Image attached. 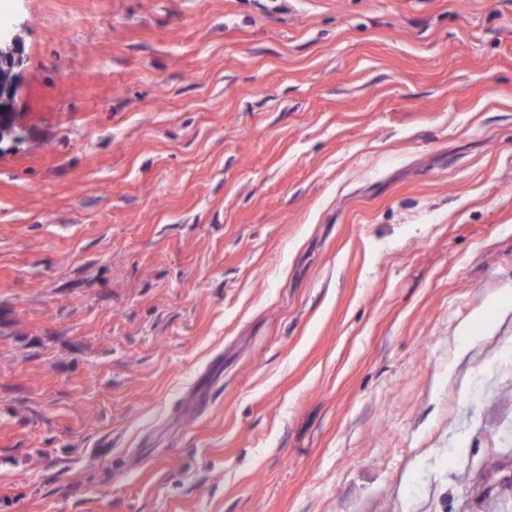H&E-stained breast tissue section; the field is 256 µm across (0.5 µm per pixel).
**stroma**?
Returning a JSON list of instances; mask_svg holds the SVG:
<instances>
[{
  "instance_id": "stroma-1",
  "label": "stroma",
  "mask_w": 512,
  "mask_h": 512,
  "mask_svg": "<svg viewBox=\"0 0 512 512\" xmlns=\"http://www.w3.org/2000/svg\"><path fill=\"white\" fill-rule=\"evenodd\" d=\"M0 27V512H512V0ZM21 58L17 37L8 38L0 32V64L10 69L11 80L0 87V141L13 133V116L20 85Z\"/></svg>"
}]
</instances>
